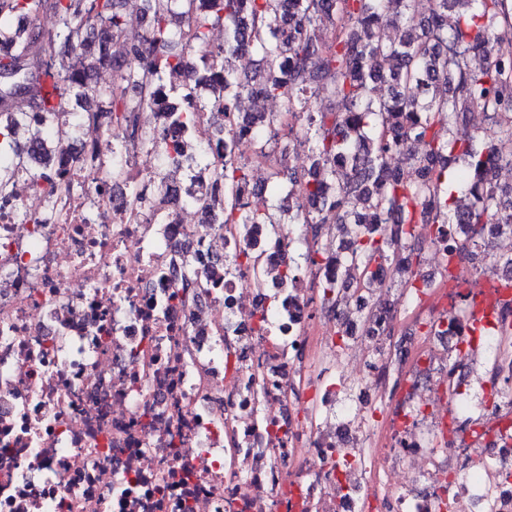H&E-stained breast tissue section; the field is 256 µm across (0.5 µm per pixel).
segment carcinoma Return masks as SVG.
<instances>
[{"mask_svg":"<svg viewBox=\"0 0 512 512\" xmlns=\"http://www.w3.org/2000/svg\"><path fill=\"white\" fill-rule=\"evenodd\" d=\"M123 0H0V199L35 163L46 172L45 203L56 190L72 194L59 144L74 126L118 125L145 150L157 147L144 112L170 89L192 99L165 109V121L184 130L199 112L218 127L237 113V130L224 133L211 170L224 184L225 224H334L338 243L302 254L303 264L324 268L322 307L336 313L343 339L361 327L385 331L390 310L352 306L357 293L382 283L388 270L408 273L420 263L412 240L419 223L433 225L432 243L448 242L452 259L512 235V185L497 170L512 169V0H145L131 21ZM48 12L53 33L34 17ZM224 26V44L210 30ZM265 67L243 77L227 65L240 51ZM191 82L166 86L185 68ZM112 72L103 87L95 77ZM31 93L18 97L19 91ZM328 96L330 110L312 100ZM284 98L311 143L310 168L296 176L285 163L269 183L288 179L279 205L241 196L248 173L235 136L255 132L263 150L285 131L275 112H238L239 100ZM488 121L482 151L461 134L469 116ZM217 262L202 273L185 260L181 299L197 292L198 275L216 285L232 266Z\"/></svg>","mask_w":512,"mask_h":512,"instance_id":"obj_1","label":"carcinoma"}]
</instances>
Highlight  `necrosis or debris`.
I'll use <instances>...</instances> for the list:
<instances>
[{"instance_id":"4bbe7bcc","label":"necrosis or debris","mask_w":512,"mask_h":512,"mask_svg":"<svg viewBox=\"0 0 512 512\" xmlns=\"http://www.w3.org/2000/svg\"><path fill=\"white\" fill-rule=\"evenodd\" d=\"M114 133L81 129L68 165L85 189L41 223L18 211L42 178L0 201V512H512V435H497L512 401L496 411L475 390L459 419L447 356L418 344L376 371L356 362L358 401L337 409L323 382L336 324L282 277L297 225L246 239L203 225L183 195L192 148L164 198L144 151ZM87 148L101 168L85 169ZM189 246L201 266L243 248L263 264L186 304ZM413 283L460 360L512 339L501 278L452 265ZM470 313L488 330L478 349Z\"/></svg>"}]
</instances>
